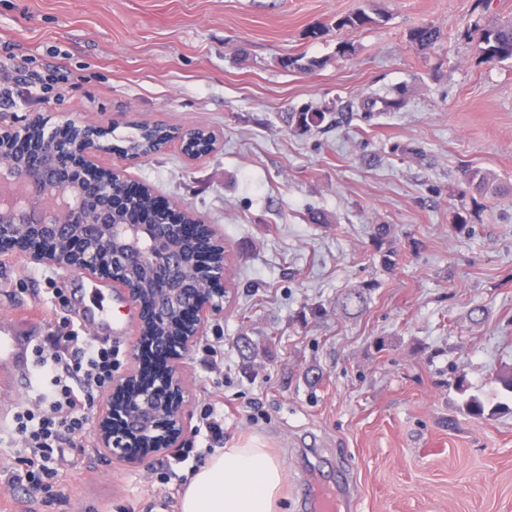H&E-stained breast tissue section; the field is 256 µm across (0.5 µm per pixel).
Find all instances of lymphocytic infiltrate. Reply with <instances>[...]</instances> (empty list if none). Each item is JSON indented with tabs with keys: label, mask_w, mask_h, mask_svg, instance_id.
<instances>
[{
	"label": "lymphocytic infiltrate",
	"mask_w": 512,
	"mask_h": 512,
	"mask_svg": "<svg viewBox=\"0 0 512 512\" xmlns=\"http://www.w3.org/2000/svg\"><path fill=\"white\" fill-rule=\"evenodd\" d=\"M33 356L45 383L33 405L15 413L5 452L13 483L54 498L65 445L88 432L95 394L111 384L118 365L111 349L75 333L39 342Z\"/></svg>",
	"instance_id": "lymphocytic-infiltrate-1"
}]
</instances>
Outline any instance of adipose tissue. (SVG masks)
I'll return each mask as SVG.
<instances>
[{"instance_id":"adipose-tissue-1","label":"adipose tissue","mask_w":512,"mask_h":512,"mask_svg":"<svg viewBox=\"0 0 512 512\" xmlns=\"http://www.w3.org/2000/svg\"><path fill=\"white\" fill-rule=\"evenodd\" d=\"M285 482L282 464L266 448H225L193 475L180 512H278Z\"/></svg>"}]
</instances>
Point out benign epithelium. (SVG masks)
I'll list each match as a JSON object with an SVG mask.
<instances>
[{
    "mask_svg": "<svg viewBox=\"0 0 512 512\" xmlns=\"http://www.w3.org/2000/svg\"><path fill=\"white\" fill-rule=\"evenodd\" d=\"M36 127H46V119L38 115L21 127L0 128V178L6 175L18 186L17 195L0 196V244L24 242L19 251L33 265L74 269L107 278L139 310L136 345L166 347L168 337L153 334V328L168 320L170 307L147 300L119 269L146 264L167 281L157 290L160 297L179 299L181 289L175 287L172 273L182 267L184 254L172 244L160 253L144 247L142 242L158 231L171 238L180 235V224L186 222L185 211L159 198L154 205L156 223H130L126 210L113 205L112 180L123 179L122 172L116 166L100 165L99 156L104 150L101 137L85 134L88 129L101 132L104 127L68 120L64 124L68 137L51 133L40 141L31 137ZM17 137L29 141L27 153H14L11 145ZM73 152L81 157L78 174L58 163V157ZM204 241L208 243L213 271L224 270V243L216 230L207 229ZM190 293L180 354L173 355L169 371L158 379L159 385L140 383L135 369L112 380L114 389L124 391V399L121 403L107 401L97 416L96 435L101 448L116 459L123 458L124 448L141 438L149 439V451L155 453L183 447L181 394L185 377L180 355L191 349L209 320L223 310V301L214 299L208 280H196ZM118 412L123 415L124 424L121 431L115 432L112 416Z\"/></svg>",
    "mask_w": 512,
    "mask_h": 512,
    "instance_id": "benign-epithelium-1",
    "label": "benign epithelium"
}]
</instances>
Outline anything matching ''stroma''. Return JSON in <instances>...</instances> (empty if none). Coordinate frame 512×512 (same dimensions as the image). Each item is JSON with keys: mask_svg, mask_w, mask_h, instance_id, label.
<instances>
[{"mask_svg": "<svg viewBox=\"0 0 512 512\" xmlns=\"http://www.w3.org/2000/svg\"><path fill=\"white\" fill-rule=\"evenodd\" d=\"M360 8L383 22L336 29ZM508 18L512 0H0V82L25 67L70 73L43 101L1 104L0 124L118 120L102 165L223 237L224 309L184 359V443L270 449L283 512H307L303 488L332 491L340 466L355 512H512V413L465 410L501 400L496 375L512 368V61L477 46ZM422 25L444 40L417 48ZM397 93L399 111L359 107ZM319 110L321 124L302 125ZM156 120L217 142L195 159L174 140L124 160L126 137ZM353 289L366 296L358 315L339 305ZM88 307L120 322L99 342L134 367L137 311L121 289L0 254V318L37 319L45 336ZM214 405L223 432L209 440L196 427ZM66 458L49 501L11 486L0 456V512H179L182 486L160 479L172 455L117 460L91 432Z\"/></svg>", "mask_w": 512, "mask_h": 512, "instance_id": "stroma-1", "label": "stroma"}]
</instances>
